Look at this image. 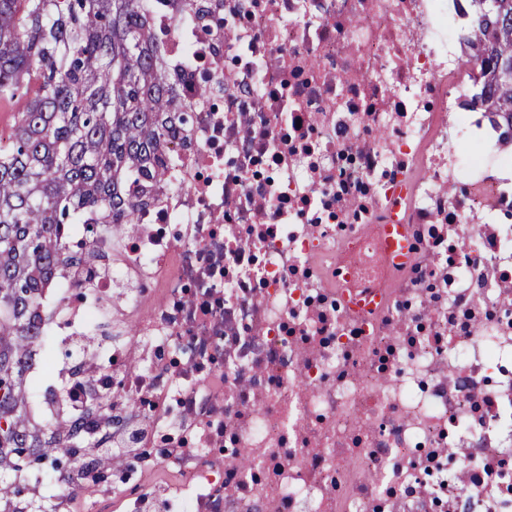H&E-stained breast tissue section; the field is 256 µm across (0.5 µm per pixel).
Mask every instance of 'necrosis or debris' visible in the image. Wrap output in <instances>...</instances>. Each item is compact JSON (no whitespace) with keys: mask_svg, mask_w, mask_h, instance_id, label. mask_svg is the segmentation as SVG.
Here are the masks:
<instances>
[{"mask_svg":"<svg viewBox=\"0 0 512 512\" xmlns=\"http://www.w3.org/2000/svg\"><path fill=\"white\" fill-rule=\"evenodd\" d=\"M212 4L210 36L153 13L191 145L61 264L41 329L84 393L43 414L126 401L121 512H512V152L463 93L469 0Z\"/></svg>","mask_w":512,"mask_h":512,"instance_id":"1","label":"necrosis or debris"}]
</instances>
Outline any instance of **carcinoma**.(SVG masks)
Here are the masks:
<instances>
[{
	"mask_svg": "<svg viewBox=\"0 0 512 512\" xmlns=\"http://www.w3.org/2000/svg\"><path fill=\"white\" fill-rule=\"evenodd\" d=\"M169 1L206 32L224 25L206 0H0V105L18 106L0 134V512H58L35 495L53 473L112 483L131 465L125 452L105 465L90 431L122 429L107 408L37 419L32 367L46 361L40 312L57 265L82 263L101 224L123 235L168 180L175 139L190 144L192 104L151 21ZM472 3L461 62L482 76L475 100L512 135V86L496 75L512 34Z\"/></svg>",
	"mask_w": 512,
	"mask_h": 512,
	"instance_id": "carcinoma-1",
	"label": "carcinoma"
}]
</instances>
